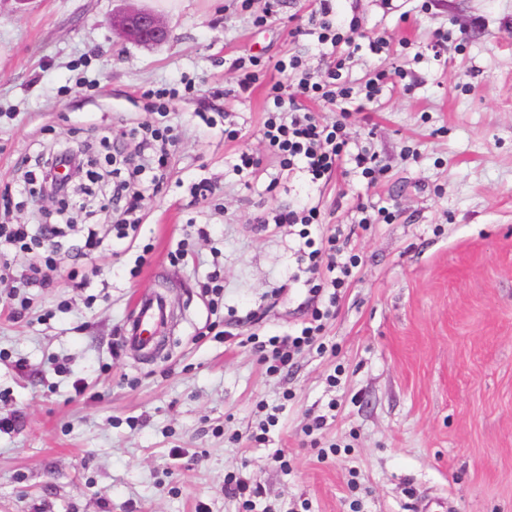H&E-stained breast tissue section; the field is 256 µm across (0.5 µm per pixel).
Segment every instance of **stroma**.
<instances>
[{
    "label": "stroma",
    "mask_w": 512,
    "mask_h": 512,
    "mask_svg": "<svg viewBox=\"0 0 512 512\" xmlns=\"http://www.w3.org/2000/svg\"><path fill=\"white\" fill-rule=\"evenodd\" d=\"M141 4L168 42L125 41L109 23L122 0H0V224L63 219L18 193L39 159L66 144L99 159L54 250L60 275L24 289L26 307L12 295L35 251L0 252V417L17 419L0 432V512H244L224 492L238 472L254 512H512V0H335L337 24L388 42L348 65L358 84L388 76L348 123L385 170L316 184L281 168L262 126L277 60L334 64L291 35L319 0H279L261 28L264 0ZM250 54L263 67L243 93L230 64ZM179 80L194 93L152 111L146 91ZM162 122L176 138L162 184L136 241L117 239L109 139ZM242 149L258 161L245 178ZM302 202L329 228L360 204L392 219L356 228L361 263L324 351L272 372L251 333L297 334L310 300L297 227L265 217ZM81 227L103 248L77 255ZM214 273L216 307L201 290ZM150 292L174 313L154 357L116 342Z\"/></svg>",
    "instance_id": "obj_1"
}]
</instances>
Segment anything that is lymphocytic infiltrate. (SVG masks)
Here are the masks:
<instances>
[{
	"instance_id": "obj_1",
	"label": "lymphocytic infiltrate",
	"mask_w": 512,
	"mask_h": 512,
	"mask_svg": "<svg viewBox=\"0 0 512 512\" xmlns=\"http://www.w3.org/2000/svg\"><path fill=\"white\" fill-rule=\"evenodd\" d=\"M332 0H320V17L312 22V34L321 45L344 47L346 54L358 53L361 45L356 38L333 22ZM309 100L324 101L336 106L339 117L324 122L306 108ZM353 104V88L344 77L342 65H335L326 73L305 74L297 84L296 95H287L281 82L271 84L266 92L263 137L280 157V164L288 170H301L311 182H318L335 173L345 163H354L367 179H374L382 166L376 153L358 149L348 150L349 139L346 120ZM170 134L152 131L142 139V150L148 151L147 160L126 158L121 172L112 186L110 203L117 229H124L127 218L140 206L141 197L128 194L130 182L140 181L147 167L164 164L174 147ZM348 234L343 228L319 230L316 237L307 238L298 250L299 271L305 277L313 306L298 335L280 339L271 337L257 342L255 349L268 370L292 363L294 357L319 343L324 330L323 322L333 316L336 305L355 278L359 262L347 250Z\"/></svg>"
}]
</instances>
